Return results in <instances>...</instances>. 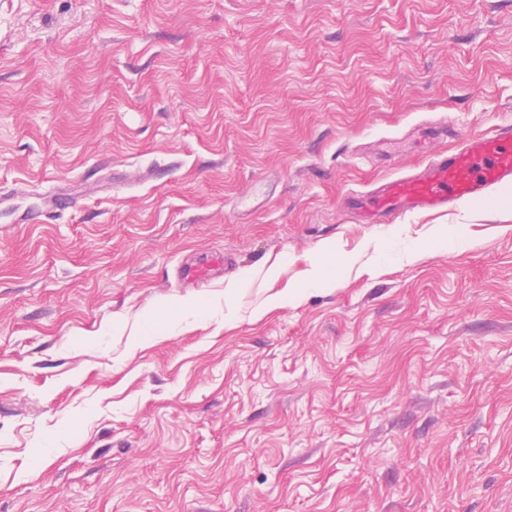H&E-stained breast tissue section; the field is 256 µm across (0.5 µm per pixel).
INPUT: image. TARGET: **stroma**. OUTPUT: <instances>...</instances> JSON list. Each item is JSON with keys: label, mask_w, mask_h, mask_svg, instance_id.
I'll list each match as a JSON object with an SVG mask.
<instances>
[{"label": "stroma", "mask_w": 512, "mask_h": 512, "mask_svg": "<svg viewBox=\"0 0 512 512\" xmlns=\"http://www.w3.org/2000/svg\"><path fill=\"white\" fill-rule=\"evenodd\" d=\"M506 121L512 0H0V512H512V185L343 207ZM227 261L224 252L201 254L181 267L180 277L187 286H207L221 276ZM309 287L306 289H296L295 291H288L279 295L269 296L259 307L254 309L253 317L259 318L263 316L268 310L275 307H282L286 304H290L299 299L300 296L304 295L305 290H317L322 289L324 284H330L324 273V260L319 259L312 265V269L309 273Z\"/></svg>", "instance_id": "35a3bbf8"}]
</instances>
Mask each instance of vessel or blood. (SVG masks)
<instances>
[{
  "label": "vessel or blood",
  "instance_id": "1",
  "mask_svg": "<svg viewBox=\"0 0 512 512\" xmlns=\"http://www.w3.org/2000/svg\"><path fill=\"white\" fill-rule=\"evenodd\" d=\"M511 183L508 122L495 125L488 134L462 138L455 150L435 155L419 172L383 180L371 192L348 196L346 203L363 222L382 218L393 224L412 214L456 210ZM226 263L224 253H204L184 264L180 277L186 285L200 288L220 277Z\"/></svg>",
  "mask_w": 512,
  "mask_h": 512
}]
</instances>
